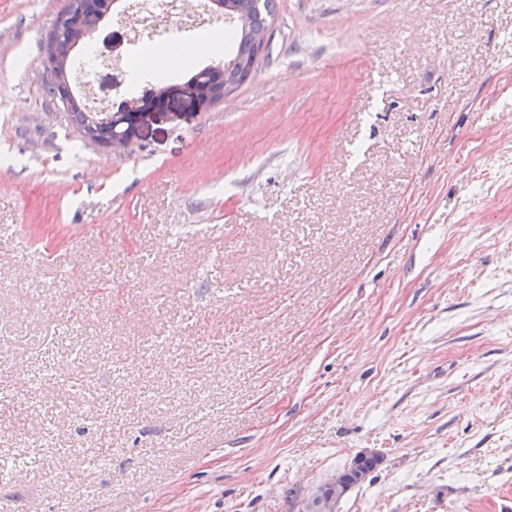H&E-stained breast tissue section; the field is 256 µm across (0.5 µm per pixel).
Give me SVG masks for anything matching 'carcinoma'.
<instances>
[{"label":"carcinoma","instance_id":"cac0c4a2","mask_svg":"<svg viewBox=\"0 0 512 512\" xmlns=\"http://www.w3.org/2000/svg\"><path fill=\"white\" fill-rule=\"evenodd\" d=\"M113 0H89L87 10V27L98 26L112 15ZM274 0H224L223 17L235 21L232 34L233 50L224 63L218 64L220 71L211 72L207 68L190 70L189 80L197 85L219 90L225 86L236 90L248 79L254 77L261 58L266 53L261 51L262 39L266 35L269 22L273 16ZM54 28L59 34L48 44L50 57L56 66L60 83L69 84V56L77 46L76 34L71 31L68 20L58 17ZM69 120L79 131H89L96 143H108L115 131L110 125H101L97 117L85 112L81 101L68 93V104L64 106Z\"/></svg>","mask_w":512,"mask_h":512}]
</instances>
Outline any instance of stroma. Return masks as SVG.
Instances as JSON below:
<instances>
[{"mask_svg": "<svg viewBox=\"0 0 512 512\" xmlns=\"http://www.w3.org/2000/svg\"><path fill=\"white\" fill-rule=\"evenodd\" d=\"M115 157L0 0V506L512 512V0H276ZM379 456L376 452L361 453L345 470L337 471L334 475L327 478L324 482L315 487L310 495L305 499L303 511L330 512L338 508L341 500L350 492V490L363 483L368 477L366 471H373L378 468L380 460L368 459L364 461L363 468H357V464L368 457ZM354 469V470H353ZM352 470V471H351Z\"/></svg>", "mask_w": 512, "mask_h": 512, "instance_id": "35a3bbf8", "label": "stroma"}]
</instances>
